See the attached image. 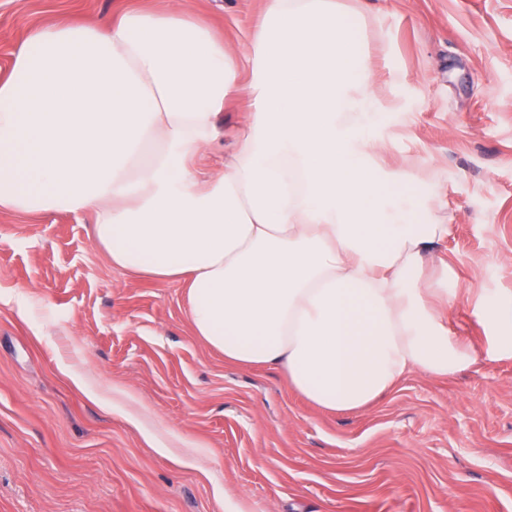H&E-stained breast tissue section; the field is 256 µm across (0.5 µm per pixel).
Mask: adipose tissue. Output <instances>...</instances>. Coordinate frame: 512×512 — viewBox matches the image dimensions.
<instances>
[{
    "mask_svg": "<svg viewBox=\"0 0 512 512\" xmlns=\"http://www.w3.org/2000/svg\"><path fill=\"white\" fill-rule=\"evenodd\" d=\"M258 102L215 172L240 64L208 28L132 8L31 28L0 76V209L87 213L113 266L184 284L195 335L226 363L277 370L322 410L357 412L409 373L471 362L426 299L449 227L388 185L368 73L335 0H265Z\"/></svg>",
    "mask_w": 512,
    "mask_h": 512,
    "instance_id": "obj_1",
    "label": "adipose tissue"
}]
</instances>
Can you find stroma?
<instances>
[{
  "instance_id": "stroma-1",
  "label": "stroma",
  "mask_w": 512,
  "mask_h": 512,
  "mask_svg": "<svg viewBox=\"0 0 512 512\" xmlns=\"http://www.w3.org/2000/svg\"><path fill=\"white\" fill-rule=\"evenodd\" d=\"M339 2L358 12L386 167L451 226L429 273L474 362L324 411L276 370L226 364L183 287L115 268L90 215L0 211V512H512V352L481 306L512 304V0ZM264 4L0 0V72L31 27L180 8L242 54L212 167L257 109Z\"/></svg>"
}]
</instances>
